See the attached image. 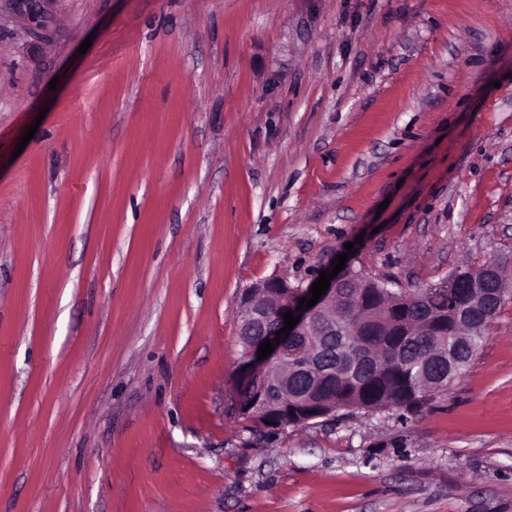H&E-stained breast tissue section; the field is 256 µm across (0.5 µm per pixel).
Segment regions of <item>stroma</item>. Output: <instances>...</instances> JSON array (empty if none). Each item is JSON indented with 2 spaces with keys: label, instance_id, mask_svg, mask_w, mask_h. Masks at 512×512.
Listing matches in <instances>:
<instances>
[{
  "label": "stroma",
  "instance_id": "obj_1",
  "mask_svg": "<svg viewBox=\"0 0 512 512\" xmlns=\"http://www.w3.org/2000/svg\"><path fill=\"white\" fill-rule=\"evenodd\" d=\"M349 242L512 265V0H0V512H512V289L419 414L240 412Z\"/></svg>",
  "mask_w": 512,
  "mask_h": 512
}]
</instances>
